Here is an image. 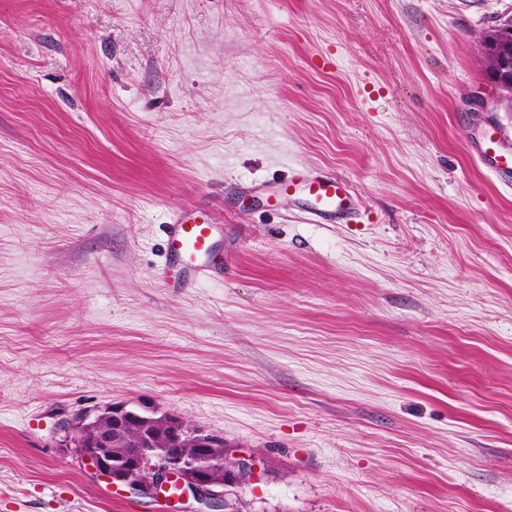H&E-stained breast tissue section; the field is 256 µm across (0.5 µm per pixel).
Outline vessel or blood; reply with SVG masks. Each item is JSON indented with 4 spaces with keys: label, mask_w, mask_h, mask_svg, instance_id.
I'll use <instances>...</instances> for the list:
<instances>
[{
    "label": "vessel or blood",
    "mask_w": 512,
    "mask_h": 512,
    "mask_svg": "<svg viewBox=\"0 0 512 512\" xmlns=\"http://www.w3.org/2000/svg\"><path fill=\"white\" fill-rule=\"evenodd\" d=\"M277 197L297 205L315 224H355L363 202L351 183L321 170L293 173L273 182ZM217 224L212 208L204 203L177 210L165 227L167 253L180 269L179 285L185 286L224 272V258L217 252Z\"/></svg>",
    "instance_id": "vessel-or-blood-1"
}]
</instances>
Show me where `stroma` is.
Wrapping results in <instances>:
<instances>
[{"instance_id":"obj_1","label":"stroma","mask_w":512,"mask_h":512,"mask_svg":"<svg viewBox=\"0 0 512 512\" xmlns=\"http://www.w3.org/2000/svg\"><path fill=\"white\" fill-rule=\"evenodd\" d=\"M512 0H0V512L129 498L59 422L126 403L256 460L241 512H512ZM349 180L356 224L258 182ZM214 206L223 280L167 288ZM512 41V20L502 23L498 27L490 30L482 40V54L480 63L483 68L489 69L493 65L492 57L496 45L503 42Z\"/></svg>"}]
</instances>
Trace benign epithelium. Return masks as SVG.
I'll list each match as a JSON object with an SVG mask.
<instances>
[{"mask_svg": "<svg viewBox=\"0 0 512 512\" xmlns=\"http://www.w3.org/2000/svg\"><path fill=\"white\" fill-rule=\"evenodd\" d=\"M159 423L145 407L109 404L71 414L60 427L59 445L75 449L84 465L130 497H156L175 490L181 499L190 495L209 509L232 512L235 489L254 477V459L238 455L235 468L225 469L220 452L224 438L219 434L201 428L190 433L195 453L179 463L172 462L161 448L141 447V440L138 448L112 453L113 431L135 428L142 434Z\"/></svg>", "mask_w": 512, "mask_h": 512, "instance_id": "benign-epithelium-1", "label": "benign epithelium"}]
</instances>
